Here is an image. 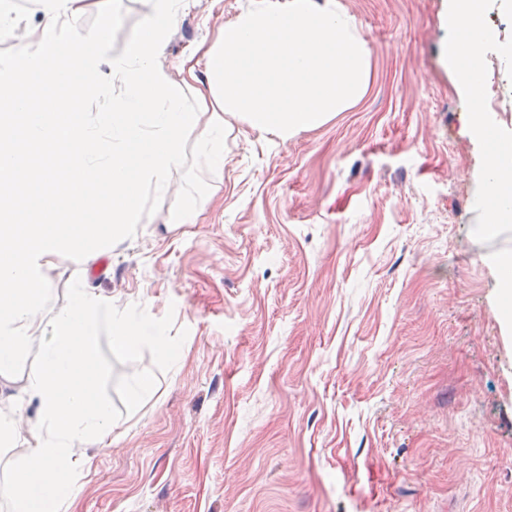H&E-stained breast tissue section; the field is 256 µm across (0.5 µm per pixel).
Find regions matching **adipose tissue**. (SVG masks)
<instances>
[{"label": "adipose tissue", "instance_id": "ef3b65f1", "mask_svg": "<svg viewBox=\"0 0 512 512\" xmlns=\"http://www.w3.org/2000/svg\"><path fill=\"white\" fill-rule=\"evenodd\" d=\"M186 0H153L149 23L117 55L105 46L104 0H39L40 22L14 55L0 60V378L13 381L23 353L38 366L23 392L37 405L20 429L15 395L0 393V441L27 448L9 488L11 512H60L70 500L79 449L112 434V408L96 394L95 342L108 325L112 349L149 344L178 366L163 327L114 311L109 298L75 289L44 316L45 270L67 251L102 254L140 221V193L168 190L196 133L201 172L224 168L232 120L288 140L323 125L365 96L371 54L339 0H253L212 38L169 68L161 49ZM97 14V29L79 28ZM449 61L482 141L486 226L512 227V134L481 110L486 25L481 9L453 0ZM109 99L90 112L92 96Z\"/></svg>", "mask_w": 512, "mask_h": 512}]
</instances>
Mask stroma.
<instances>
[{
  "instance_id": "1",
  "label": "stroma",
  "mask_w": 512,
  "mask_h": 512,
  "mask_svg": "<svg viewBox=\"0 0 512 512\" xmlns=\"http://www.w3.org/2000/svg\"><path fill=\"white\" fill-rule=\"evenodd\" d=\"M250 0H189L163 61ZM366 38L365 97L280 140L235 123L197 223L165 217L197 173L143 193L135 233L45 271V313L73 288L162 325L184 355L96 341L112 434L89 443L69 512H512V332L498 315L478 205L483 150L448 62L449 0H340ZM108 54L149 0H108ZM493 30L483 109L512 131V14ZM154 393L131 405L132 377Z\"/></svg>"
}]
</instances>
